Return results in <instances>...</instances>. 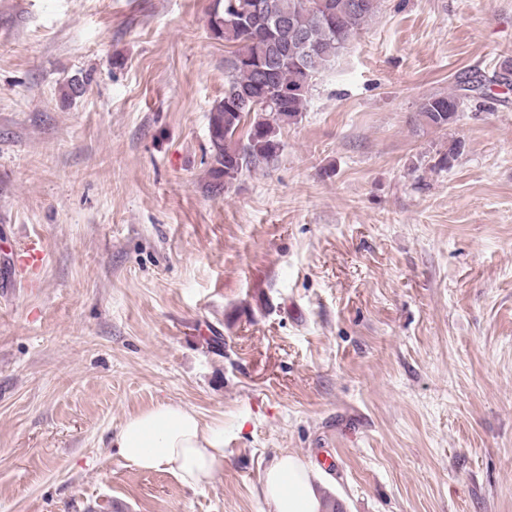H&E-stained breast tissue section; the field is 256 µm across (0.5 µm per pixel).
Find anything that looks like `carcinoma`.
<instances>
[{"label":"carcinoma","mask_w":512,"mask_h":512,"mask_svg":"<svg viewBox=\"0 0 512 512\" xmlns=\"http://www.w3.org/2000/svg\"><path fill=\"white\" fill-rule=\"evenodd\" d=\"M380 0H224V97L211 109L209 188L227 191L243 172L277 160L281 129L305 110L319 70L356 38L379 10ZM308 36L298 42L278 21ZM464 97L434 95L419 104L418 125L446 129ZM463 143L454 139L437 167H450Z\"/></svg>","instance_id":"cac0c4a2"}]
</instances>
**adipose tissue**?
<instances>
[{"label": "adipose tissue", "mask_w": 512, "mask_h": 512, "mask_svg": "<svg viewBox=\"0 0 512 512\" xmlns=\"http://www.w3.org/2000/svg\"><path fill=\"white\" fill-rule=\"evenodd\" d=\"M112 447L138 469L164 470L190 488L212 482L224 469V426L206 423L192 408L160 401L129 416L111 440ZM259 492L271 512H322L310 467L282 454L266 467Z\"/></svg>", "instance_id": "obj_1"}]
</instances>
